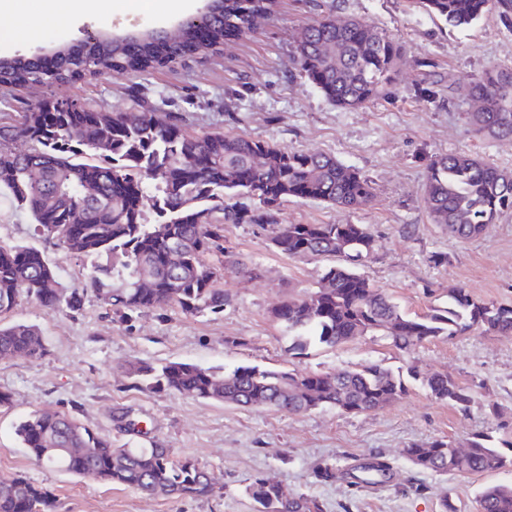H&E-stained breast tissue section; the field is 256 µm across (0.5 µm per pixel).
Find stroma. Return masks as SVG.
Wrapping results in <instances>:
<instances>
[{
	"instance_id": "stroma-1",
	"label": "stroma",
	"mask_w": 512,
	"mask_h": 512,
	"mask_svg": "<svg viewBox=\"0 0 512 512\" xmlns=\"http://www.w3.org/2000/svg\"><path fill=\"white\" fill-rule=\"evenodd\" d=\"M39 4L12 0L11 12H0V56L39 54L103 31L169 29L195 14L202 0H183L177 8L168 0H98L95 10L77 12L66 25H34L25 36L8 37V29ZM331 5L339 16L399 38L421 67L398 74L387 97L357 109L331 104L300 74L295 55L302 28ZM491 65L512 67V26L494 12L457 29L412 0H281L255 32L185 65L140 74L111 67L88 79L0 92V126L19 125L23 113L45 99L125 110L136 89L157 115L183 113L188 133L223 132L334 155L374 182L372 202L348 210L291 198L279 211L283 223L367 226L376 247L359 271L407 314L446 306L452 286L484 302L512 303V212L462 242L434 223L424 202L428 166L437 155L476 154L512 172V138L479 134L468 120L470 83ZM425 87L437 90V98H424ZM34 228L30 213L1 190L0 246L36 247L64 286L80 285L90 259L38 237ZM274 234L271 226H225L209 257L227 299L218 313L191 316L169 308L128 322L88 291L76 315L48 312L30 297L0 314L1 323L38 327L47 345L39 358L0 359V390L12 395L11 405L0 407V475L21 474L46 487L56 512H254L246 487L256 475L284 492L307 494L322 512H478L486 485L512 483V468L442 475L414 469L401 454L437 439L460 446L476 434L501 448L512 443V334L475 329L407 349L382 336H362L294 354L271 311L288 297L317 289L333 260L281 254L272 245ZM134 358L156 367L183 361L220 372L251 365L297 374L376 363L400 374L407 391L366 414L326 407L288 415L135 383L125 372ZM437 373L473 391L467 411L431 395L425 379ZM35 411L71 414L118 447L169 448L176 458L204 467L215 492L154 498L39 466L15 433ZM374 456L390 460V479L351 486L347 471ZM326 463L337 465L341 475L317 481L314 472Z\"/></svg>"
}]
</instances>
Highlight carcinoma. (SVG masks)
<instances>
[{"mask_svg": "<svg viewBox=\"0 0 512 512\" xmlns=\"http://www.w3.org/2000/svg\"><path fill=\"white\" fill-rule=\"evenodd\" d=\"M427 14L466 28L495 10L512 22V0H416ZM279 0H215L208 24H181L164 45L141 34L87 36L78 51L54 50V70L39 57L0 59V87L44 86L91 77L112 66L134 73L178 63L256 29L277 11ZM297 64L325 98L355 108L386 94L395 76L421 62L407 57L393 35L355 18L328 11L308 23L298 43ZM471 123L489 137L512 136V68L493 67L470 88ZM130 112H107L90 103L43 100L18 126L0 128V188L27 208L38 233L71 253L93 259L82 288L64 287L43 253L32 246L0 247V313L34 297L52 313H77L90 289L110 310L134 313L177 307L188 315L224 310V289L206 256L219 247L226 224L271 225L272 245L295 256L340 257L325 268L320 287L282 302L273 317L288 330L295 351L336 346L357 336H385L399 348L474 329L512 333V304L476 301L463 288L448 289V304L410 316L361 275L356 266L374 249L362 224H281L279 206L290 198L344 209L372 202L374 183L351 166L322 153L283 149L268 142L221 133L194 136L177 113L159 117L133 96ZM23 137L38 147L15 153ZM252 201L247 205L240 197ZM425 203L435 223L459 239L479 236L512 211V173L466 153H448L428 167ZM46 345L38 328L0 325V357H41ZM126 373L151 387L300 415L323 407L345 414L376 411L405 392L401 378L377 364L339 371L294 374L241 365L220 374L174 361L155 368L128 362ZM431 395L466 410L473 394L446 375L425 379ZM38 464L82 478L121 485L163 498H203L215 492L208 472L168 448H114L67 413L34 412L16 429ZM420 471L492 473L512 467V457L485 435L458 450L434 440L403 449ZM391 462L374 457L352 474L351 484L378 485ZM259 512H321L304 493L283 496L279 485L255 476L248 485ZM52 494L21 475L0 477V512H55ZM479 512H512V484H492L479 495Z\"/></svg>", "mask_w": 512, "mask_h": 512, "instance_id": "obj_1", "label": "carcinoma"}]
</instances>
